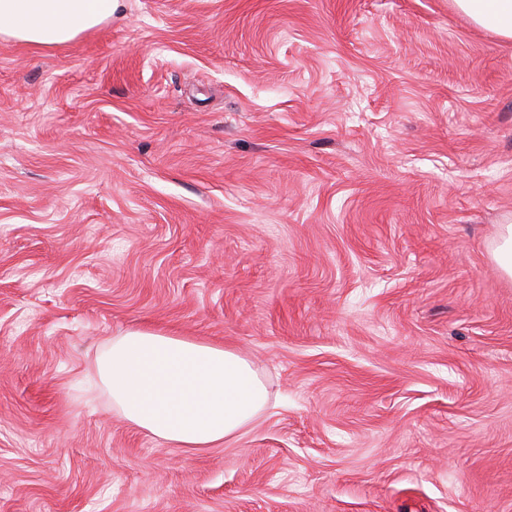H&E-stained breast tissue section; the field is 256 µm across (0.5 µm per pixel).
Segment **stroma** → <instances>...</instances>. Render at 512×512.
<instances>
[{
  "mask_svg": "<svg viewBox=\"0 0 512 512\" xmlns=\"http://www.w3.org/2000/svg\"><path fill=\"white\" fill-rule=\"evenodd\" d=\"M512 41L453 0H121L0 41V512H512ZM230 348L270 405L154 440L96 361ZM496 260L501 270L512 278V225L505 224L501 243L496 251Z\"/></svg>",
  "mask_w": 512,
  "mask_h": 512,
  "instance_id": "obj_1",
  "label": "stroma"
}]
</instances>
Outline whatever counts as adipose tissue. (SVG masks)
Instances as JSON below:
<instances>
[{"label":"adipose tissue","mask_w":512,"mask_h":512,"mask_svg":"<svg viewBox=\"0 0 512 512\" xmlns=\"http://www.w3.org/2000/svg\"><path fill=\"white\" fill-rule=\"evenodd\" d=\"M478 26L512 40V0H454ZM120 0H0V39L60 49L111 20ZM96 372L123 417L176 448L235 439L269 392L235 351L184 336L130 329L113 337Z\"/></svg>","instance_id":"obj_1"}]
</instances>
